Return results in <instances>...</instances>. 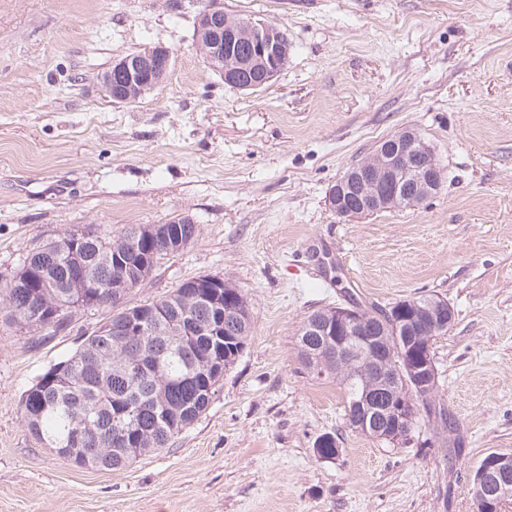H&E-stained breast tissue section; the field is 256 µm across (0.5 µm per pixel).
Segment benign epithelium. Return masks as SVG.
Returning <instances> with one entry per match:
<instances>
[{
  "mask_svg": "<svg viewBox=\"0 0 512 512\" xmlns=\"http://www.w3.org/2000/svg\"><path fill=\"white\" fill-rule=\"evenodd\" d=\"M197 47L224 84L254 90L270 82L287 65L291 52L288 38L277 25L233 18L220 8L200 12L196 27ZM172 60L171 51L161 45L125 56L102 76L112 100L130 102L162 84ZM255 68L261 79L245 81L246 68ZM441 187V168L431 147L413 130H404L382 141L374 153L350 166L328 191L329 206L342 218H359L382 208L414 207ZM167 225L135 227L121 238L139 267L147 256L139 252V242L161 239ZM149 320L143 313L126 311L117 317L111 329L131 330ZM455 321L448 301L438 297L426 303H401L373 316L359 308L338 307L318 311L303 325L309 336H323L334 347L336 357L359 367L364 392L352 403L347 419L355 426L384 433L393 441L409 437L406 409L412 406L409 379L425 381L433 387L437 369L431 347L421 343L420 331L443 333ZM403 334L407 356L396 359L376 349L385 329ZM473 476L483 486V512H501L503 502L512 496V455L488 457Z\"/></svg>",
  "mask_w": 512,
  "mask_h": 512,
  "instance_id": "obj_1",
  "label": "benign epithelium"
}]
</instances>
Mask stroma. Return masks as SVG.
Here are the masks:
<instances>
[{
  "mask_svg": "<svg viewBox=\"0 0 512 512\" xmlns=\"http://www.w3.org/2000/svg\"><path fill=\"white\" fill-rule=\"evenodd\" d=\"M209 7L280 25L287 66L225 85L195 45ZM155 45L166 80L113 102L102 74ZM406 129L441 190L337 216L330 187ZM181 217L195 238L125 302L224 278L249 304L243 353L166 448L107 471L46 448L19 406L110 310L51 336L0 320V512H476L479 461L512 453V0H0V285L46 239ZM425 295L456 314L432 345L453 425L366 436L343 387L304 367L299 329L348 296ZM324 434L336 459L314 454Z\"/></svg>",
  "mask_w": 512,
  "mask_h": 512,
  "instance_id": "stroma-1",
  "label": "stroma"
}]
</instances>
